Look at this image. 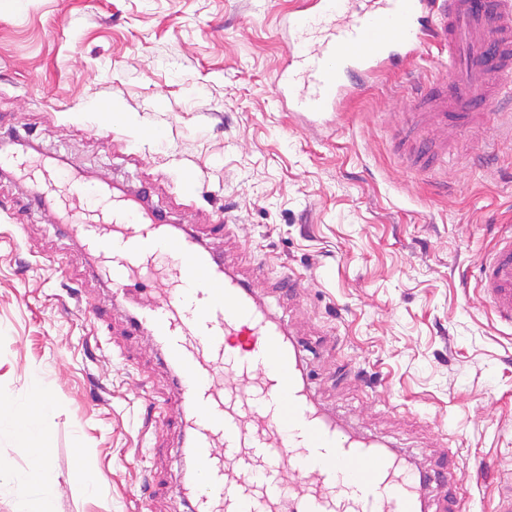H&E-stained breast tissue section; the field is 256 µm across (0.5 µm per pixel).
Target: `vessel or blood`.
<instances>
[{"instance_id": "obj_1", "label": "vessel or blood", "mask_w": 512, "mask_h": 512, "mask_svg": "<svg viewBox=\"0 0 512 512\" xmlns=\"http://www.w3.org/2000/svg\"><path fill=\"white\" fill-rule=\"evenodd\" d=\"M285 30L278 100L314 120L343 111L365 79L428 46L447 49V79L412 85L414 105L395 133L415 168L447 157L450 133L499 117L507 98L499 79L512 73V0H300ZM20 167L39 172L41 185H63V225L123 300L136 303L138 282L168 283L131 327L149 328L179 374L192 512H423L420 474L315 406L299 347L194 237L138 196L114 197L48 161ZM477 281L497 319L512 324V236L495 241Z\"/></svg>"}]
</instances>
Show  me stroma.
Returning <instances> with one entry per match:
<instances>
[{"label": "stroma", "instance_id": "stroma-1", "mask_svg": "<svg viewBox=\"0 0 512 512\" xmlns=\"http://www.w3.org/2000/svg\"><path fill=\"white\" fill-rule=\"evenodd\" d=\"M291 4L0 0V145L146 190L303 346L313 401L430 475L425 512H490L512 478V326L476 274L512 232V139L457 131L429 173L397 155L407 72L447 75L435 48L328 123L290 116L274 79ZM29 186L0 172V402L50 379L56 512H185L176 372Z\"/></svg>", "mask_w": 512, "mask_h": 512}]
</instances>
